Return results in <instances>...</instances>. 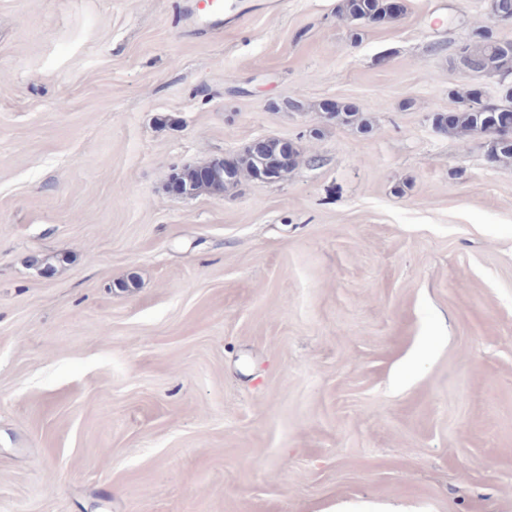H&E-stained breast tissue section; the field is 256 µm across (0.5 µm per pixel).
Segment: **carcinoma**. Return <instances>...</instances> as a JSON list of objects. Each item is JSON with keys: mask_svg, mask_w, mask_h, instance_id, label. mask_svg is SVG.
I'll return each instance as SVG.
<instances>
[{"mask_svg": "<svg viewBox=\"0 0 512 512\" xmlns=\"http://www.w3.org/2000/svg\"><path fill=\"white\" fill-rule=\"evenodd\" d=\"M337 14L351 24H358L366 16L376 18L377 24L385 25L398 19L401 11L392 9L389 0H340ZM460 63L469 65L485 74L512 76V41L498 39L492 29L476 30L467 38L463 54L456 56ZM460 108L450 113H435L431 125L450 137L466 140L480 136L484 131L497 125V113L504 109L512 110V87H505L498 99L481 103L471 90L456 91ZM336 124L351 126L356 131L370 132L369 118L352 104L341 103L336 110ZM494 166L512 165V142H498L489 158ZM262 173L261 163L251 154L244 153L237 158L235 179L248 176L256 181ZM182 183L197 194L203 187L216 190L224 188V182L215 179L208 184L197 181L196 169L186 166L178 173Z\"/></svg>", "mask_w": 512, "mask_h": 512, "instance_id": "obj_1", "label": "carcinoma"}]
</instances>
